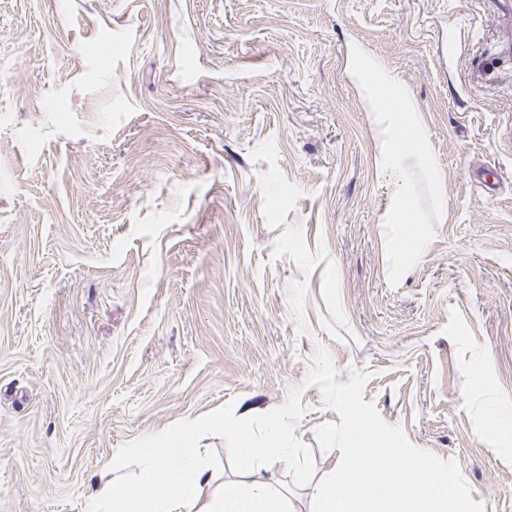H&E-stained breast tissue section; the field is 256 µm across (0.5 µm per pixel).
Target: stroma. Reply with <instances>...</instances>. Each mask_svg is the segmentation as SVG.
<instances>
[{
	"label": "stroma",
	"instance_id": "obj_1",
	"mask_svg": "<svg viewBox=\"0 0 512 512\" xmlns=\"http://www.w3.org/2000/svg\"><path fill=\"white\" fill-rule=\"evenodd\" d=\"M408 91L443 214L398 284L396 180L349 68ZM0 512H84L191 416L288 426L297 512L341 456L305 380L368 372L387 424L512 512V0H0ZM197 444L216 483L244 467ZM304 475H297V468Z\"/></svg>",
	"mask_w": 512,
	"mask_h": 512
}]
</instances>
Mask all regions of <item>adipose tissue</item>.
Returning a JSON list of instances; mask_svg holds the SVG:
<instances>
[{"label":"adipose tissue","instance_id":"obj_1","mask_svg":"<svg viewBox=\"0 0 512 512\" xmlns=\"http://www.w3.org/2000/svg\"><path fill=\"white\" fill-rule=\"evenodd\" d=\"M202 427L224 430L236 453L248 463L243 479L226 482L207 497L202 491L211 487L213 473L201 461L195 442V434ZM294 454L288 444V429L282 423L270 426L257 444L245 426L227 430L220 421L191 417L113 458L111 468L99 475L87 512H293L287 495L263 469L271 461ZM169 457L176 459V468L166 466ZM135 460L141 461L142 470L138 481L131 484L124 481L120 471L124 462Z\"/></svg>","mask_w":512,"mask_h":512}]
</instances>
